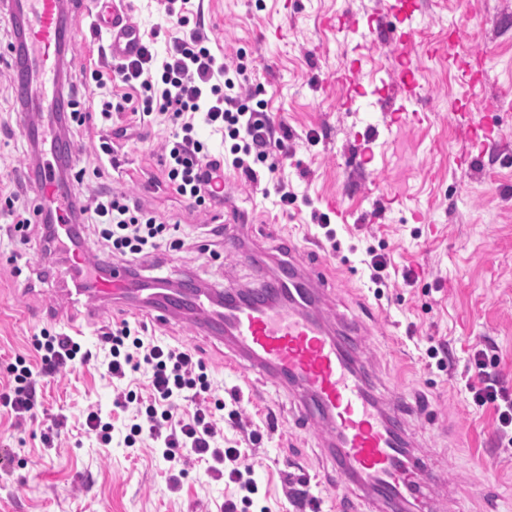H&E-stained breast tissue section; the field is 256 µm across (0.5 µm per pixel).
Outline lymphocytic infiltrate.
I'll list each match as a JSON object with an SVG mask.
<instances>
[{"instance_id":"1","label":"lymphocytic infiltrate","mask_w":512,"mask_h":512,"mask_svg":"<svg viewBox=\"0 0 512 512\" xmlns=\"http://www.w3.org/2000/svg\"><path fill=\"white\" fill-rule=\"evenodd\" d=\"M206 41L203 33L195 31L187 38H172L169 49L161 53L155 36H148L135 57L113 67L116 79L127 86V94H111L99 75L95 78L97 98L79 102L72 77L58 98L70 110L69 125L82 127L94 110L107 120L121 116L131 101L130 89L138 88L140 124L159 120L171 127L162 184L184 201L208 209L226 201L227 171L252 178L255 164L266 165L271 173L277 165L270 160L274 128L269 117L244 102L238 78ZM200 120L229 138L230 147L210 148L196 130ZM0 201L10 218V235L25 243L38 238L50 253H71V245L62 241L52 224L45 220L31 223L17 192L0 186ZM76 221L92 227L97 243L112 260L130 265L185 245L179 234L180 220L159 218L139 199L123 192H96L79 201ZM98 341L106 353L107 376L122 385L113 405L124 418L117 426L90 411L85 416L86 429L106 445L113 432H120L125 447L154 449L174 468L205 464L214 480L236 489L235 497L225 500L223 512H240L241 506L252 504L258 491L254 467L242 464L240 449L219 445V421L234 428L242 425L246 405L239 391L221 396L195 350L160 342L147 335L144 327H131L128 319L114 320ZM32 347L36 359L16 356L8 367L9 389L0 393V409L19 422L36 416L38 376L55 375L93 358L92 351L74 337L47 329L33 336ZM469 358L473 372L464 390L474 403L493 407L498 439L512 447V392L503 385L487 349H471ZM141 370L150 375L146 394L124 389V380Z\"/></svg>"}]
</instances>
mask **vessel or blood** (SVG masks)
<instances>
[{
	"instance_id": "obj_1",
	"label": "vessel or blood",
	"mask_w": 512,
	"mask_h": 512,
	"mask_svg": "<svg viewBox=\"0 0 512 512\" xmlns=\"http://www.w3.org/2000/svg\"><path fill=\"white\" fill-rule=\"evenodd\" d=\"M10 14L25 26L13 51L19 63L17 92L26 100L45 98L57 85V50L76 42L79 21L65 12L63 0H11ZM92 26L109 34V50L118 61L136 56L144 42L141 28L117 0H95ZM41 188L57 206L62 235L76 237L69 188L51 176ZM320 281L319 269L292 261L279 281L253 289L250 299H223L218 289L181 290L162 278L136 288L126 265L113 264L101 278L66 277L64 293L69 306L86 308L91 317L120 304L154 311L161 324L184 317L198 331L224 337L248 371L284 382L301 401L307 423L326 429L339 476L368 490L371 512L409 496L415 512H435L431 497L420 490L438 485L439 477L428 458L408 449L399 389L369 388L359 360L367 328L328 323L319 312Z\"/></svg>"
}]
</instances>
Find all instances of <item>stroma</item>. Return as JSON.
Masks as SVG:
<instances>
[{"mask_svg": "<svg viewBox=\"0 0 512 512\" xmlns=\"http://www.w3.org/2000/svg\"><path fill=\"white\" fill-rule=\"evenodd\" d=\"M418 3L420 33L411 59L393 39L399 11ZM189 29L209 38L213 52L242 70L256 99L285 132L272 146L274 176L252 182L227 178L224 220L188 203L154 193L145 173H159L166 125L144 140L120 144L123 175L98 165V136L107 123L93 116L91 136L73 135L76 168L97 190L135 193L161 217L177 216L193 242L181 252L146 261V275L171 279L189 273L206 283L253 287L263 271L224 248L237 233L249 249L280 261L292 258L324 275L331 315L351 323L374 308L378 319L364 337L361 357L375 387L398 383L410 407L408 435L446 482L449 508L512 512V450L500 446L490 407L460 390L470 376L468 351L493 343L497 370L512 390V0H192ZM128 13L143 30L158 31L166 49L172 20L161 0H130ZM468 36L448 45L452 24ZM11 23L0 13V179L23 182L29 205L38 186L22 179L26 140L12 104ZM108 36L83 26L71 47L77 67L112 78L104 50ZM498 111H486L488 102ZM456 118H449L450 107ZM294 192L285 204L277 191ZM328 214L336 237L317 226ZM387 254L391 266L381 294L370 289L367 249ZM66 268L43 259L36 241H10L0 230V382L16 355L30 354L41 329L64 332L95 347L111 314L73 326L61 300ZM413 269L415 281L402 273ZM169 343H191L208 366L214 388H241L269 403L271 423L258 436L224 430V447L236 446L254 466L255 506L269 512H311L313 500L335 497L356 512L364 499L338 480L320 428H303L297 403L283 384L233 369V354L193 324L151 327ZM447 344L454 371L438 370L428 347ZM42 404L32 421L0 414V512H221L232 489L211 479L204 464L188 467L179 492L169 489V465L151 449L119 443L101 447L84 427L87 408L120 423L114 391L101 364L39 381ZM67 423L51 430L57 415ZM52 444H45V437ZM310 492L289 499L291 483Z\"/></svg>", "mask_w": 512, "mask_h": 512, "instance_id": "35a3bbf8", "label": "stroma"}]
</instances>
